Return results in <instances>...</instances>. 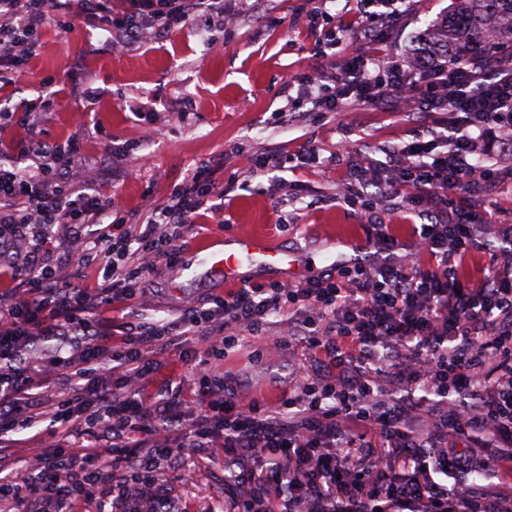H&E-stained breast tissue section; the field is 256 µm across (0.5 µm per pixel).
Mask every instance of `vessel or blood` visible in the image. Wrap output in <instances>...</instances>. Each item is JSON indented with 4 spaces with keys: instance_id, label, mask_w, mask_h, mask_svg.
I'll return each mask as SVG.
<instances>
[{
    "instance_id": "vessel-or-blood-1",
    "label": "vessel or blood",
    "mask_w": 512,
    "mask_h": 512,
    "mask_svg": "<svg viewBox=\"0 0 512 512\" xmlns=\"http://www.w3.org/2000/svg\"><path fill=\"white\" fill-rule=\"evenodd\" d=\"M198 266H209L215 277L227 285L242 283L247 271L276 270L282 280L316 278L320 272L312 256H297L295 252L268 244L263 235L242 233L226 240L222 246L199 244L192 256Z\"/></svg>"
}]
</instances>
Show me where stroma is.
<instances>
[{
    "instance_id": "obj_1",
    "label": "stroma",
    "mask_w": 512,
    "mask_h": 512,
    "mask_svg": "<svg viewBox=\"0 0 512 512\" xmlns=\"http://www.w3.org/2000/svg\"><path fill=\"white\" fill-rule=\"evenodd\" d=\"M452 6L453 0H416L413 11L377 45V55L406 54ZM308 7L307 0H224L223 17L199 12L186 27L122 52L112 51L109 31L78 18L68 33L44 28L23 75L0 69V100L11 105L58 92L60 103L41 127L45 138L60 143L80 138L92 158L109 151L125 155L128 176L92 168L78 179L133 216L167 204L174 186L217 158L224 166L214 177L223 184L242 169L245 153L260 156L276 148L291 154L307 146L320 159L338 158L327 172L310 165L284 170L274 179L262 176L235 186L229 199L212 198L205 228H184L177 260L158 263L143 283V295L114 312V319L168 322L222 292L217 278L188 266L196 244L205 239L218 244L252 232L280 248L323 253L331 236L363 241L370 234L359 214L341 203L343 183L360 167L384 163L385 148L410 142L418 123L391 106L360 102L319 122L269 123L271 112L288 109L284 82L333 67L332 60L314 54L316 35L305 22ZM186 104L187 120H171L170 111ZM260 344L244 335L228 366L229 383L243 397L261 394L273 405L312 361L296 348L253 357ZM157 359L161 370L139 382L150 395L181 375L197 378L206 369L193 340ZM52 430L45 419L32 428L36 440L0 447V477L27 476L41 439ZM171 486L185 500L186 512H222L224 470L217 463L186 459Z\"/></svg>"
}]
</instances>
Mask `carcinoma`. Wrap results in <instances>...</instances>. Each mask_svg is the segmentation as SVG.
<instances>
[{"label":"carcinoma","instance_id":"1","mask_svg":"<svg viewBox=\"0 0 512 512\" xmlns=\"http://www.w3.org/2000/svg\"><path fill=\"white\" fill-rule=\"evenodd\" d=\"M433 31L445 48L456 33L465 34V41L455 43L454 55L471 59L486 36L512 38V0H458L450 16L435 24Z\"/></svg>","mask_w":512,"mask_h":512}]
</instances>
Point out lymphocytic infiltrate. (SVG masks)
<instances>
[{"label": "lymphocytic infiltrate", "instance_id": "obj_1", "mask_svg": "<svg viewBox=\"0 0 512 512\" xmlns=\"http://www.w3.org/2000/svg\"><path fill=\"white\" fill-rule=\"evenodd\" d=\"M125 2L117 22L112 0H0V62L22 68L49 21L67 30L80 16L116 27L118 49L184 27L200 10L224 11L222 0ZM411 3L358 0L350 28L325 30L318 9L307 14L320 31L316 55L327 57L347 36L359 52L331 73L306 74L299 102L324 115L395 98L420 115L455 114L385 166L348 179L342 199L371 227L375 252L317 279L247 281L182 309L175 326L125 322L103 334V313L126 308L156 261L178 253L180 228L221 189L201 167L165 206L130 224L110 197L77 182L78 140L13 143L27 165L0 162V277L14 290L0 303V439L33 426L41 407L33 390L55 378L70 389L51 411L64 435L36 455L32 475L0 477L1 502L30 493L44 512L91 501L183 512L179 496L159 485L190 456L220 460L224 512H512V225L472 223L450 195L512 179V168L480 163L490 125L512 126V52L493 41L474 62L372 55ZM384 193L420 207L412 252L379 217ZM58 224L73 231L74 248L53 243ZM489 235L497 244L483 277L461 279L460 265ZM242 330L301 348L315 369L277 405L240 400L225 365ZM184 336L200 337L209 361L196 395L136 391L155 354ZM41 341L50 356L29 358ZM85 435L98 449L80 444ZM452 471L478 473L487 485L462 500Z\"/></svg>", "mask_w": 512, "mask_h": 512}]
</instances>
